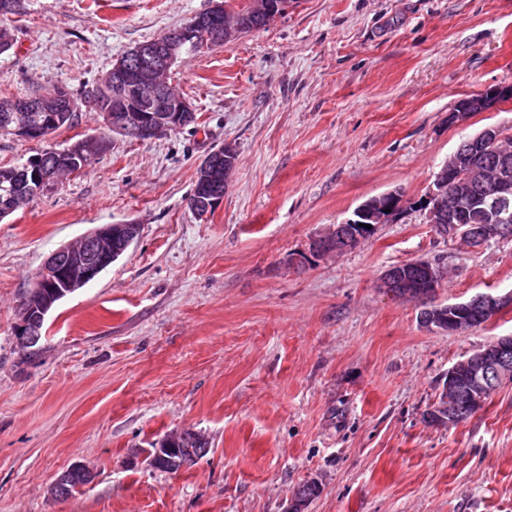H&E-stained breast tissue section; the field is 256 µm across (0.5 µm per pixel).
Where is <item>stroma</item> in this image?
<instances>
[{"label":"stroma","mask_w":512,"mask_h":512,"mask_svg":"<svg viewBox=\"0 0 512 512\" xmlns=\"http://www.w3.org/2000/svg\"><path fill=\"white\" fill-rule=\"evenodd\" d=\"M216 0H24L0 16V99L81 92L130 49ZM169 81L197 125L113 136L90 167L0 220V512H512V383L457 424L424 417L448 370L501 336L512 308L450 335L380 276L444 272L432 302L512 290V237L437 234L420 199L460 142L512 127V100L450 123L458 101L512 85V0H288L264 29L182 56ZM239 154L197 217L202 160ZM407 207L353 250L311 245L366 198ZM138 240L60 301L31 348L19 302L45 258L101 224ZM204 432L175 475L148 442ZM94 480L59 498L73 463Z\"/></svg>","instance_id":"obj_1"}]
</instances>
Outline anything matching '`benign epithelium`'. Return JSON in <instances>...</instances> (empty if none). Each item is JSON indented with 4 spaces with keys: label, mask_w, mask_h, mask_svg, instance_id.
Returning a JSON list of instances; mask_svg holds the SVG:
<instances>
[{
    "label": "benign epithelium",
    "mask_w": 512,
    "mask_h": 512,
    "mask_svg": "<svg viewBox=\"0 0 512 512\" xmlns=\"http://www.w3.org/2000/svg\"><path fill=\"white\" fill-rule=\"evenodd\" d=\"M200 26L213 29L224 36V41L236 39L243 35L244 27L237 17L224 16V5L211 7V12ZM193 32L182 30L175 40L157 45L143 44L131 50L124 61L107 71L99 82L102 89L112 90V111L102 115V123L112 132L126 135L138 141L152 140L172 129L183 127L195 120L196 113L191 102L184 96L173 92L165 76L178 56L183 44L191 39ZM148 91L153 97L154 107L142 111L131 105V100L139 92ZM488 97L498 99L512 95V87L499 86L485 90ZM70 97V91L60 86L51 95L33 102L23 103L12 108V131L30 141L45 142L50 132L58 125L59 115L46 103L57 98ZM486 97V98H488ZM483 96L465 97L457 104L451 116L456 124H464L472 112L486 104ZM41 112L40 119L33 120L31 111ZM476 147H498L500 136L490 127L484 128L471 138ZM107 142L98 137H86L75 141L65 152L63 164L74 168L90 152H103ZM234 145L227 143L220 149L209 153L199 165V186L196 205L215 209L224 201V195L210 190L209 185L220 179L224 155H231ZM46 156L42 153L26 162L30 173V188L26 194L34 198L55 184L52 170L45 164ZM457 170L455 158H450L437 173L432 186L422 202L428 222L438 231H443L447 221L446 207L452 204L451 186ZM406 206L403 196L396 192H387L375 196L370 202L359 205L354 210V218L346 220L348 224H385ZM141 226L133 223L102 224L81 238L82 248L77 250L69 245L51 253L40 268L36 281L41 288L51 289L33 314H25L21 320L18 333L23 336H38L46 316L51 309L54 298L72 293L88 284L105 271L139 238ZM475 235L480 244L512 236V214H497L485 224H453L449 235L469 237ZM420 275L410 280L396 271L387 269L381 277V287L385 290L400 289L408 298L418 301L431 297L440 276L436 264L424 261L419 264ZM473 305L480 307L479 320L483 323L496 317L503 309L512 306V290L503 295L481 294L468 302L434 305L420 310V323L431 330L446 332L450 335L465 330L461 319L463 310ZM512 350V336H501L493 344L478 350L463 360L466 364L468 406L480 408L484 395L491 388L503 383H512V363L505 355Z\"/></svg>",
    "instance_id": "7a95c632"
}]
</instances>
